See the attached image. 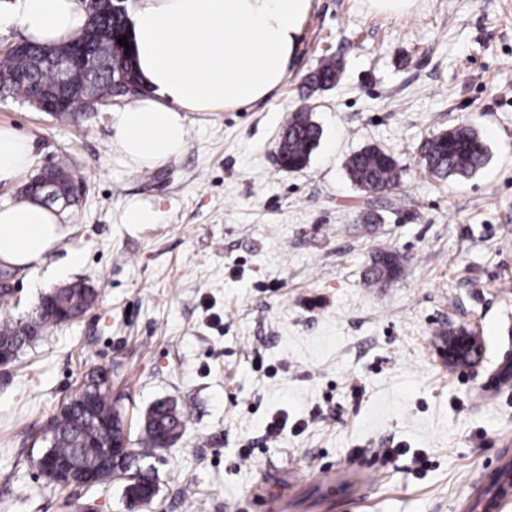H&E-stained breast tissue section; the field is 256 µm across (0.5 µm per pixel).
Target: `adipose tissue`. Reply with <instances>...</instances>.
<instances>
[{"instance_id":"ef3b65f1","label":"adipose tissue","mask_w":512,"mask_h":512,"mask_svg":"<svg viewBox=\"0 0 512 512\" xmlns=\"http://www.w3.org/2000/svg\"><path fill=\"white\" fill-rule=\"evenodd\" d=\"M312 0H140L130 18L138 73L151 100L115 112L113 141L128 162L151 166L178 154L184 115L247 106L284 81ZM85 0H17L0 10V28L33 41H68L86 26ZM24 136L0 130V183L30 163ZM62 237L44 204H0V262L33 268Z\"/></svg>"}]
</instances>
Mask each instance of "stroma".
<instances>
[{
    "mask_svg": "<svg viewBox=\"0 0 512 512\" xmlns=\"http://www.w3.org/2000/svg\"><path fill=\"white\" fill-rule=\"evenodd\" d=\"M327 57L340 81L309 92ZM116 99L77 120L0 94V130L32 157L17 183L67 165L85 193L59 209L62 240L16 270L0 321L71 283L99 288L82 318L54 328L0 371V512H126L119 482L59 490L35 461L58 405L92 369L108 373L130 436L155 401L187 415L152 464L159 492L143 512H248L252 495L313 512L319 472L380 460L364 502L330 512H466L464 498L499 455L512 457V388L491 379L512 354V0H419L403 16L366 0H314L282 84L261 102L189 112L181 152L131 165L111 142ZM307 108L322 129L309 164L280 167L278 136ZM459 123L477 128L489 162L475 176L428 173L420 145ZM376 146L401 170L363 195L351 154ZM158 223L124 224L128 203ZM381 249L402 270L369 286ZM481 337L480 362L448 367L449 330ZM288 417L279 437L265 428Z\"/></svg>",
    "mask_w": 512,
    "mask_h": 512,
    "instance_id": "35a3bbf8",
    "label": "stroma"
}]
</instances>
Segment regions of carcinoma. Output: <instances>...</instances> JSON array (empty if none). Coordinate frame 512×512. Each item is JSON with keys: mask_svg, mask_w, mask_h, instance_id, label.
<instances>
[{"mask_svg": "<svg viewBox=\"0 0 512 512\" xmlns=\"http://www.w3.org/2000/svg\"><path fill=\"white\" fill-rule=\"evenodd\" d=\"M112 17H101L88 9V22L83 30L99 51L112 53V70L86 71L83 80L103 85L107 99L126 98L130 101L145 96L136 72L132 51L119 45L118 38L128 35L127 3L112 2ZM28 49L13 56L0 58V92L31 98L41 92L54 95L58 91V73L44 52L45 45L26 40ZM342 72L340 62L324 59L310 76L315 89L332 86ZM61 95L66 111L60 119L75 118L87 112L80 85ZM322 131L309 114L298 111L288 120L278 146L282 168L297 171L306 166L320 141ZM425 168L440 179H460L475 175L489 160L485 140L474 128L460 125L431 139L420 147ZM350 179L367 193H379L394 187L400 180L396 160L388 152L365 147L352 154L346 163ZM400 258L391 251H381L366 269L365 280L379 285L398 276ZM100 292L85 286L57 288L44 295L31 309L26 319L0 325V348L12 351L18 358L21 351L40 339L50 328L65 322L62 315L78 318L97 302ZM186 424L184 412L169 401L154 403L145 413L137 447L116 463L115 475L123 486V496L151 503L156 497L153 466L148 460L163 450L171 435H180ZM113 437H127L125 424L117 402L112 400L108 376L104 371H91L80 386L57 408L45 430V453L69 465V473L59 476L41 472L50 484L66 489L76 487L81 477L99 468L102 445Z\"/></svg>", "mask_w": 512, "mask_h": 512, "instance_id": "carcinoma-1", "label": "carcinoma"}]
</instances>
